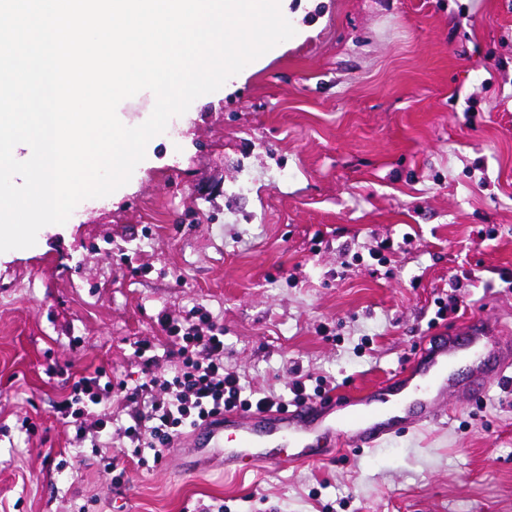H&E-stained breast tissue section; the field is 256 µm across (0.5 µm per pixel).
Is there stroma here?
<instances>
[{
    "label": "stroma",
    "instance_id": "obj_1",
    "mask_svg": "<svg viewBox=\"0 0 512 512\" xmlns=\"http://www.w3.org/2000/svg\"><path fill=\"white\" fill-rule=\"evenodd\" d=\"M285 17L294 36L155 136L119 201L0 254V512H512V379L379 448L246 476L75 448L56 418L67 376L139 381L132 344L161 343L166 311H210L247 388L320 398L467 318L512 328V0Z\"/></svg>",
    "mask_w": 512,
    "mask_h": 512
}]
</instances>
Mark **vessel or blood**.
Here are the masks:
<instances>
[{
    "label": "vessel or blood",
    "instance_id": "vessel-or-blood-1",
    "mask_svg": "<svg viewBox=\"0 0 512 512\" xmlns=\"http://www.w3.org/2000/svg\"><path fill=\"white\" fill-rule=\"evenodd\" d=\"M466 329L465 345L450 339L424 347L422 363L402 368L379 389L286 411L231 409L203 424V442L186 445L212 454L228 475L315 462L333 448L380 447L399 432L436 421L449 395L483 398L512 376V341L501 326L475 316ZM454 361L469 365V383L457 384L448 370Z\"/></svg>",
    "mask_w": 512,
    "mask_h": 512
}]
</instances>
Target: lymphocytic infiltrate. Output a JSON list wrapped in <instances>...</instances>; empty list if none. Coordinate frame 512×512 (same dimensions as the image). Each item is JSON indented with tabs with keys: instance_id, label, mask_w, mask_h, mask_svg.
Here are the masks:
<instances>
[{
	"instance_id": "f902f5d3",
	"label": "lymphocytic infiltrate",
	"mask_w": 512,
	"mask_h": 512,
	"mask_svg": "<svg viewBox=\"0 0 512 512\" xmlns=\"http://www.w3.org/2000/svg\"><path fill=\"white\" fill-rule=\"evenodd\" d=\"M160 325L168 339L165 355L174 361L171 373H158L159 360L151 353V343L139 341L133 354L140 361L142 383L131 388L122 381L112 382L105 371L98 370L81 375L58 403L56 413L73 428L76 443H96L116 432L124 447L149 449L158 464L175 439L224 410H284L289 402L306 400L305 387L298 380L286 396L246 394L237 373L224 364V329L214 323L207 309L196 306L183 315L164 314ZM116 393L133 406L129 421L118 427L113 426L111 413L101 409Z\"/></svg>"
}]
</instances>
